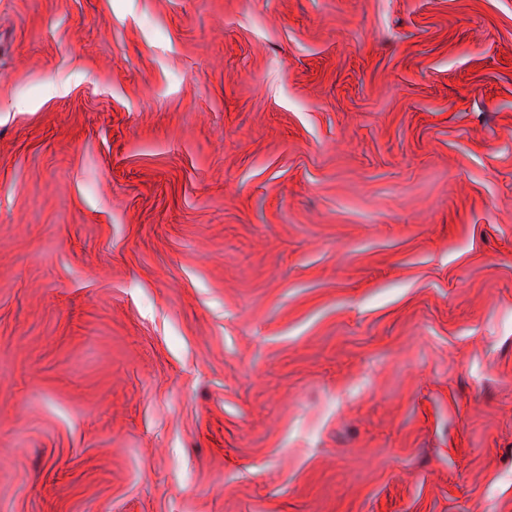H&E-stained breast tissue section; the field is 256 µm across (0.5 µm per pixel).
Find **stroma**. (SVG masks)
<instances>
[{"label": "stroma", "instance_id": "stroma-1", "mask_svg": "<svg viewBox=\"0 0 512 512\" xmlns=\"http://www.w3.org/2000/svg\"><path fill=\"white\" fill-rule=\"evenodd\" d=\"M0 512H512V0H0Z\"/></svg>", "mask_w": 512, "mask_h": 512}]
</instances>
